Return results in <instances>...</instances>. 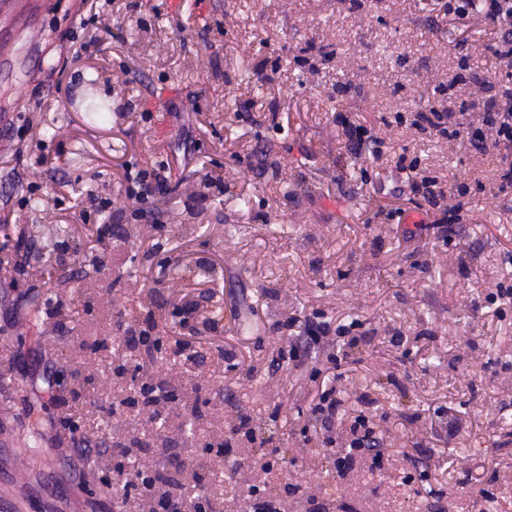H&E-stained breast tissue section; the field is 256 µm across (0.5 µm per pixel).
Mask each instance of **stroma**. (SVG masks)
Masks as SVG:
<instances>
[{
  "mask_svg": "<svg viewBox=\"0 0 512 512\" xmlns=\"http://www.w3.org/2000/svg\"><path fill=\"white\" fill-rule=\"evenodd\" d=\"M169 2L0 0V255L26 265L0 267V512H147L117 487L134 469L215 512H247L224 506L237 484L293 502L288 483L328 512H512V193L494 155L412 124L500 91L498 28L446 0ZM159 168L163 221L134 220L124 174ZM424 176L466 194L426 208ZM39 224L62 230L50 275ZM316 314L350 337L280 359ZM127 326L166 357L116 351ZM152 379L159 434L113 412ZM362 413L382 464L338 469ZM243 415L264 447L220 455Z\"/></svg>",
  "mask_w": 512,
  "mask_h": 512,
  "instance_id": "35a3bbf8",
  "label": "stroma"
}]
</instances>
